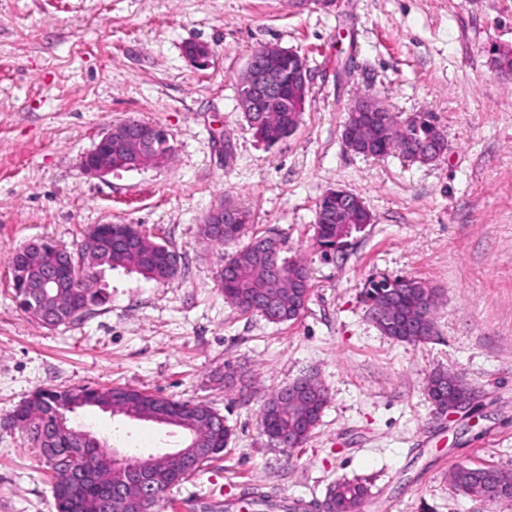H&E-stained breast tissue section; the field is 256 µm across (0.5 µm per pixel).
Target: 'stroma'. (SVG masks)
<instances>
[{
  "label": "stroma",
  "mask_w": 512,
  "mask_h": 512,
  "mask_svg": "<svg viewBox=\"0 0 512 512\" xmlns=\"http://www.w3.org/2000/svg\"><path fill=\"white\" fill-rule=\"evenodd\" d=\"M208 44L199 68L188 42ZM307 59L301 123L270 145L236 87L258 47ZM512 0H0V512H55L52 474L10 413L39 389L113 385L201 401L233 430L223 457L166 490L156 512H263L243 496L319 512L333 483L363 478L364 512H512L456 490V466L512 472ZM373 92L398 120L435 116L447 148L431 164L347 150L351 100ZM162 126L160 167L88 176L101 132ZM342 188L373 222L344 253L315 241L316 204ZM250 209L249 232L278 237L311 271L310 298L272 324L225 302V249L203 234L217 204ZM137 224L182 255L178 278L107 274L108 303L46 328L11 295L7 257L50 239L75 248L94 224ZM439 289L437 334L409 344L371 321L370 278ZM458 375L473 408L449 416L427 395ZM311 375L329 402L298 449L261 430L266 398ZM74 424L147 456L167 428L87 407Z\"/></svg>",
  "instance_id": "stroma-1"
}]
</instances>
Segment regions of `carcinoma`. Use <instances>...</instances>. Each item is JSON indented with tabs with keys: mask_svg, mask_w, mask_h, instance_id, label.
<instances>
[{
	"mask_svg": "<svg viewBox=\"0 0 512 512\" xmlns=\"http://www.w3.org/2000/svg\"><path fill=\"white\" fill-rule=\"evenodd\" d=\"M261 126L256 134L265 142L274 144L292 135L301 120L302 112L290 99L273 96L261 102ZM431 117L415 116L409 120H397L382 127L368 129L364 135L368 139L380 140L386 136L394 145L390 150L404 153V150L426 139L432 130ZM363 225L358 222L338 224L334 221L315 224L317 245L325 253L342 251L352 233ZM247 229L245 224H206V236L220 246H234L224 255V274L220 275L224 298L243 313L258 309L275 313L272 323H285L296 319L304 310L311 292V272L300 260H286L280 257L278 240L269 241L267 236H253L243 245L238 241ZM138 234L135 224H101L95 229L98 244L89 249L78 245L77 257L82 266L76 280L65 288L55 284H39L34 278L36 270L50 262L55 256L54 247L49 242L8 257L11 273L13 299L17 306L37 322L43 320L49 310L62 303L65 316L70 323L79 321L95 307L106 304L108 293L99 287V276L108 268L133 269L149 280L161 284L174 281L179 271L172 270L158 257L163 249L172 246L159 243L144 236L147 246L137 252H130L124 245L125 239ZM369 304L376 311L391 317L396 322L397 331L389 337L405 342L424 343L436 335L433 315L422 311V303L428 299L431 306L437 304L435 289L416 279L384 277L368 281L363 290ZM428 396L433 403L446 404L454 398L448 391V373L439 372L430 379ZM136 400L148 417H165L187 408L188 402L172 400L158 394L126 387H115ZM111 389H93L86 386L69 387L64 390L44 389L33 394L13 411V422L29 436L30 444L38 448L54 475L53 487L64 486L70 481L68 464L54 461L49 452L53 447L50 441H37L36 435L43 433L55 422L56 414L65 406L75 404L99 406L106 404V396ZM328 402V394L323 388H314L299 396L281 397V391L271 394L263 403L260 423L264 433L272 440L292 437L290 448L302 447L320 419V414ZM194 431L208 454L200 457L193 469H183L172 473V469L147 473L157 477L160 491L179 484L188 477L202 471L210 462L224 453V448L232 438V430L220 420L202 418L196 422ZM85 464L94 478L86 485L72 490L65 497L54 500L56 512H95L96 501L110 492L109 470L97 458L94 447L85 450ZM500 470L483 467L458 466L450 472L453 485L467 494L479 497L481 488L496 486L501 494L512 497V483L499 482ZM369 496L368 486L361 481H342L329 491L331 512H362Z\"/></svg>",
	"mask_w": 512,
	"mask_h": 512,
	"instance_id": "1",
	"label": "carcinoma"
}]
</instances>
